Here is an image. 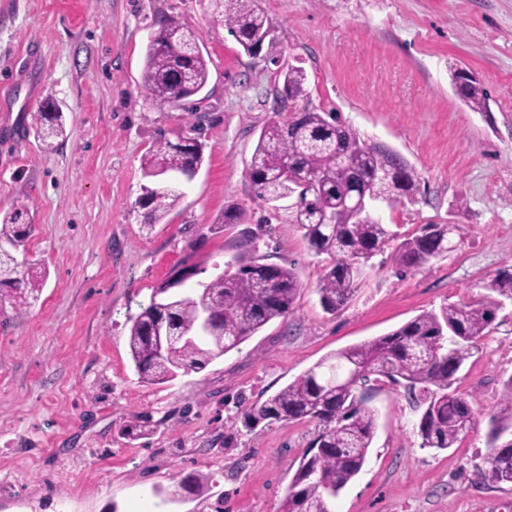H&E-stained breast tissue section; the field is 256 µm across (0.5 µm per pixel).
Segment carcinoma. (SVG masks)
<instances>
[{
    "label": "carcinoma",
    "mask_w": 512,
    "mask_h": 512,
    "mask_svg": "<svg viewBox=\"0 0 512 512\" xmlns=\"http://www.w3.org/2000/svg\"><path fill=\"white\" fill-rule=\"evenodd\" d=\"M212 17L224 26L243 51L270 28L256 0H210ZM200 36L169 17L146 45L141 90L159 109L187 110L190 99L209 80ZM461 100L474 112L487 109L482 84L450 71ZM281 96L295 102L306 97L307 75L289 66L280 72ZM39 122L43 139L65 134L62 112L44 103ZM203 144L195 137L176 143L161 141L142 159L150 186L134 203L145 224H159L182 201L184 192L170 179L203 163ZM246 176L255 198L274 211L287 210V223L303 231L317 255L332 262L324 268L317 294L323 309L334 313L351 300L362 267L396 239L381 217L354 206L367 196L394 209L412 200L419 189L417 170L400 155L361 139L334 112H298L262 128ZM27 207L13 205L0 216V240L16 244L28 236ZM461 228L450 222L425 224L419 233L393 250L399 275L417 271L458 250ZM46 268L19 262L0 253V302L26 311L45 286ZM165 285L166 297L151 300L130 318L127 344L138 379L160 384L188 371L200 372L214 359L238 348L270 321L294 312L302 284L291 266L268 265L238 254L227 270L193 291L182 294ZM486 288L512 299V269H502ZM497 307L446 304L425 311L398 329L339 350L316 363L294 381L242 413L245 428L272 422L316 424L285 496L284 512H332L331 501L367 462L376 432L375 410L367 394L379 384L404 389L420 411L415 433L420 447H455L472 425L466 398L450 391L457 373L477 349L479 340L497 328ZM491 417L484 479L512 484V376Z\"/></svg>",
    "instance_id": "carcinoma-1"
}]
</instances>
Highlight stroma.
Here are the masks:
<instances>
[{"label":"stroma","mask_w":512,"mask_h":512,"mask_svg":"<svg viewBox=\"0 0 512 512\" xmlns=\"http://www.w3.org/2000/svg\"><path fill=\"white\" fill-rule=\"evenodd\" d=\"M272 40L246 54L214 24L209 0H0V206L26 204L20 246L49 279L24 314L0 306V512H283L313 423L247 430L243 411L325 356L385 335L444 304L499 303L452 385L473 411L456 447H421L402 389L368 394L377 430L368 460L334 512H512V485L487 484L489 420L512 377V301L486 288L512 267V0H257ZM177 17L207 52L209 82L190 111L157 109L141 89L145 48ZM308 94L277 90L288 65ZM473 73L489 109L457 96L451 65ZM54 101L64 136L43 142L38 112ZM310 109L339 113L361 139L419 173L413 201L382 209L399 238L453 222L461 248L397 276L390 253L363 268L350 303L325 312L316 292L328 256L271 218L246 177L262 128ZM195 137L204 161L163 223L133 204L141 160L161 141ZM235 203L243 224H225ZM256 240L262 263L294 267V313L267 324L205 370L141 383L130 317L158 289L222 274ZM144 421L150 431L128 434ZM209 484L190 494L182 479Z\"/></svg>","instance_id":"1"}]
</instances>
